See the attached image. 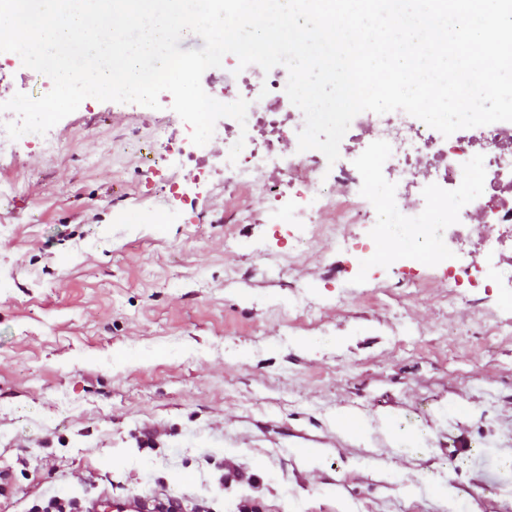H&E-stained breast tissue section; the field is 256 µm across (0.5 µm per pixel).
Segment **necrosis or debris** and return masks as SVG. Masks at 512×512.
Segmentation results:
<instances>
[{"label":"necrosis or debris","instance_id":"4bbe7bcc","mask_svg":"<svg viewBox=\"0 0 512 512\" xmlns=\"http://www.w3.org/2000/svg\"><path fill=\"white\" fill-rule=\"evenodd\" d=\"M287 81L286 68L242 69L227 55L224 86L214 97L244 99L248 110L245 123L217 121L214 135L244 147L234 162L214 155L209 175L222 176L244 203L284 210L288 220L275 230L286 233L291 250L335 237L345 224L370 225L376 235L385 225H410L425 244L447 238L448 248L435 255L445 288L491 289L512 301V258L501 255L512 243V122L446 137L401 110L365 111L346 132L352 150L331 164L320 151H299L305 118L285 93ZM270 168L289 177L288 187L258 185V174ZM412 194L416 206L400 208L399 199ZM477 223L482 233H475Z\"/></svg>","mask_w":512,"mask_h":512}]
</instances>
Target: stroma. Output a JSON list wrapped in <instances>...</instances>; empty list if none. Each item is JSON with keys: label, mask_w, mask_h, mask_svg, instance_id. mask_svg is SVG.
Segmentation results:
<instances>
[{"label": "stroma", "mask_w": 512, "mask_h": 512, "mask_svg": "<svg viewBox=\"0 0 512 512\" xmlns=\"http://www.w3.org/2000/svg\"><path fill=\"white\" fill-rule=\"evenodd\" d=\"M50 89L0 56V103ZM164 115L88 98L55 157L26 134L0 160L26 172L0 196V512L161 490L203 512H512V335L488 327L512 308L473 288L449 303L431 266L419 288L351 273L358 224L288 254L276 211L240 212L229 185L151 223ZM385 418L421 447L398 450ZM231 465L246 481L225 485Z\"/></svg>", "instance_id": "obj_1"}]
</instances>
